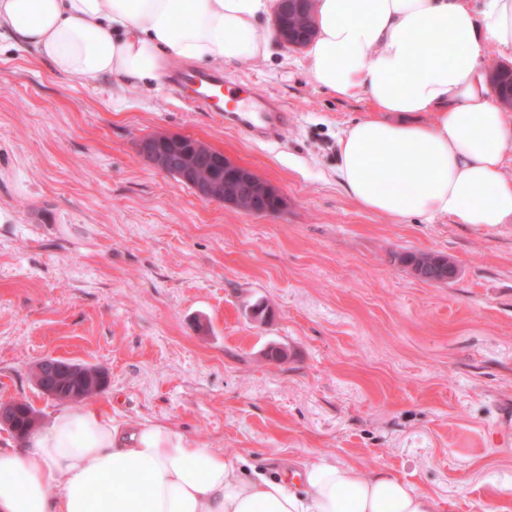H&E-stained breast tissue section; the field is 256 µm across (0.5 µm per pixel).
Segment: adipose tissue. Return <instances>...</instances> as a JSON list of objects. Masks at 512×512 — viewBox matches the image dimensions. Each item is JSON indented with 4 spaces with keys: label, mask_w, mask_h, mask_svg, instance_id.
Returning <instances> with one entry per match:
<instances>
[{
    "label": "adipose tissue",
    "mask_w": 512,
    "mask_h": 512,
    "mask_svg": "<svg viewBox=\"0 0 512 512\" xmlns=\"http://www.w3.org/2000/svg\"><path fill=\"white\" fill-rule=\"evenodd\" d=\"M279 0H0V29L69 79L136 84L167 60L268 58ZM311 80L367 96L377 115L344 129L338 174L364 209L491 227L512 222L508 120L485 49L512 54V0H314ZM434 113L432 123L407 115ZM383 177H376V170ZM0 512H438L385 472L312 460L268 477L170 426L123 427L94 406L58 408L24 441L0 444Z\"/></svg>",
    "instance_id": "1"
}]
</instances>
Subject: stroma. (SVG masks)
<instances>
[{
	"mask_svg": "<svg viewBox=\"0 0 512 512\" xmlns=\"http://www.w3.org/2000/svg\"><path fill=\"white\" fill-rule=\"evenodd\" d=\"M223 74L282 102L281 141L163 79L76 83L0 36V404L47 424L59 402L32 369L66 358L104 369L92 402L118 424L168 425L268 475L325 457L406 480L439 512H512V223L399 224L356 203L338 137L374 107L316 86L303 50ZM158 134L224 153L283 208L198 198L140 155ZM403 252L454 273L422 280ZM397 258L418 278L425 281L444 282L452 274L448 259L443 256L425 252H406L398 255Z\"/></svg>",
	"mask_w": 512,
	"mask_h": 512,
	"instance_id": "1",
	"label": "stroma"
}]
</instances>
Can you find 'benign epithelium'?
Returning <instances> with one entry per match:
<instances>
[{
	"instance_id": "obj_1",
	"label": "benign epithelium",
	"mask_w": 512,
	"mask_h": 512,
	"mask_svg": "<svg viewBox=\"0 0 512 512\" xmlns=\"http://www.w3.org/2000/svg\"><path fill=\"white\" fill-rule=\"evenodd\" d=\"M297 3L299 0H281V9L273 20L279 42L288 49L301 48L312 34L307 21L288 24V13ZM139 150L150 166L177 179L203 200L260 216L274 214L283 205L274 186L198 139L189 144L182 135H154L144 138ZM54 364L64 380L81 388L97 389L105 383V374L99 368L62 359Z\"/></svg>"
}]
</instances>
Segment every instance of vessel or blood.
I'll return each mask as SVG.
<instances>
[{
  "label": "vessel or blood",
  "mask_w": 512,
  "mask_h": 512,
  "mask_svg": "<svg viewBox=\"0 0 512 512\" xmlns=\"http://www.w3.org/2000/svg\"><path fill=\"white\" fill-rule=\"evenodd\" d=\"M179 90L190 91L192 104L204 112L218 107L228 85L223 75L185 72L176 79ZM226 125L254 140L280 139L288 127V114L277 98L259 95L244 99L239 110L224 114Z\"/></svg>",
  "instance_id": "vessel-or-blood-1"
}]
</instances>
